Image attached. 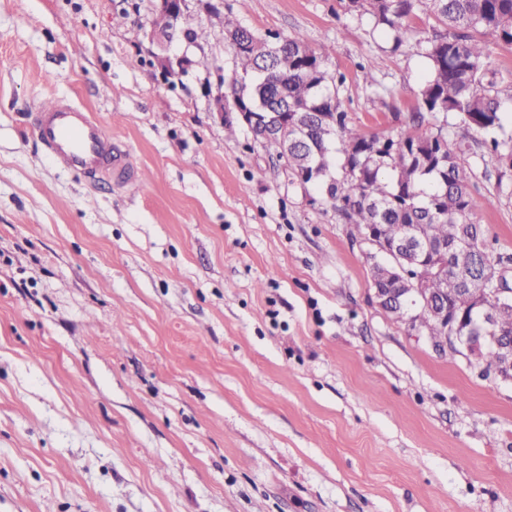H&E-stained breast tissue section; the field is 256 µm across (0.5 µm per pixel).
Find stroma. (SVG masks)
<instances>
[{"label":"stroma","mask_w":512,"mask_h":512,"mask_svg":"<svg viewBox=\"0 0 512 512\" xmlns=\"http://www.w3.org/2000/svg\"><path fill=\"white\" fill-rule=\"evenodd\" d=\"M259 34L331 46L343 108L397 132L425 58L342 0H224ZM154 0H0V512H512V383L436 352L373 297L370 262L205 83L166 77ZM378 63L377 98L359 66ZM64 98L139 190L46 155ZM234 134H227L226 124ZM475 220L512 255V185Z\"/></svg>","instance_id":"stroma-1"}]
</instances>
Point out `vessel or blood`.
I'll return each instance as SVG.
<instances>
[{
    "mask_svg": "<svg viewBox=\"0 0 512 512\" xmlns=\"http://www.w3.org/2000/svg\"><path fill=\"white\" fill-rule=\"evenodd\" d=\"M33 130L52 160L83 178L109 177L124 186L138 179L130 157L115 147L94 114L72 101L40 107Z\"/></svg>",
    "mask_w": 512,
    "mask_h": 512,
    "instance_id": "b4317fda",
    "label": "vessel or blood"
}]
</instances>
